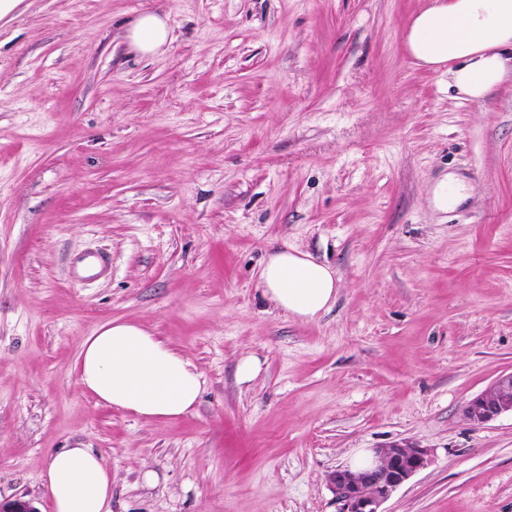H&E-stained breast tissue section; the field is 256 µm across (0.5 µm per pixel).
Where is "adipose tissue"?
<instances>
[{
	"mask_svg": "<svg viewBox=\"0 0 512 512\" xmlns=\"http://www.w3.org/2000/svg\"><path fill=\"white\" fill-rule=\"evenodd\" d=\"M124 38L137 53L157 55L171 39L168 18L143 13ZM405 42L418 64L447 73L459 97L481 99L512 72V0H431L412 18ZM259 285L274 308L305 322L330 308L338 288L330 265L293 249L266 255ZM76 372L98 400L157 422L191 412L202 386L188 359L142 324L119 319L84 340ZM45 482L52 512H112V476L91 449L53 451Z\"/></svg>",
	"mask_w": 512,
	"mask_h": 512,
	"instance_id": "1",
	"label": "adipose tissue"
}]
</instances>
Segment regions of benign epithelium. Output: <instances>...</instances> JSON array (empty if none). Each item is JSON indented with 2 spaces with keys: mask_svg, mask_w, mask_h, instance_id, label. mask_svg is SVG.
<instances>
[{
  "mask_svg": "<svg viewBox=\"0 0 512 512\" xmlns=\"http://www.w3.org/2000/svg\"><path fill=\"white\" fill-rule=\"evenodd\" d=\"M467 419L475 425L512 413V372L499 376L490 389L470 399ZM427 463V450L394 445L375 449L373 467L363 471L341 468L328 477L339 512H378L379 506Z\"/></svg>",
  "mask_w": 512,
  "mask_h": 512,
  "instance_id": "benign-epithelium-1",
  "label": "benign epithelium"
}]
</instances>
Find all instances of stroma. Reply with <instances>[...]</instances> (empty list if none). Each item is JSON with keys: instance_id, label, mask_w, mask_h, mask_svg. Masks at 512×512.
Returning a JSON list of instances; mask_svg holds the SVG:
<instances>
[{"instance_id": "stroma-1", "label": "stroma", "mask_w": 512, "mask_h": 512, "mask_svg": "<svg viewBox=\"0 0 512 512\" xmlns=\"http://www.w3.org/2000/svg\"><path fill=\"white\" fill-rule=\"evenodd\" d=\"M428 0H21L0 20V499L48 512L58 448L94 449L112 512H337L360 448L428 451L384 512H512V74L475 101L418 66ZM166 13L171 42L125 28ZM466 199L442 210L445 177ZM275 247L332 307L263 297ZM143 324L202 375L157 423L80 386L82 344ZM261 372L240 384L238 361ZM124 39L143 56L157 55L165 50L171 39L168 17L157 12H145L126 28ZM259 285L274 308L305 322L330 308L338 288L330 265L293 249H275L266 255ZM467 419L475 425L512 413V372L499 376L490 389L470 399L465 407Z\"/></svg>"}]
</instances>
